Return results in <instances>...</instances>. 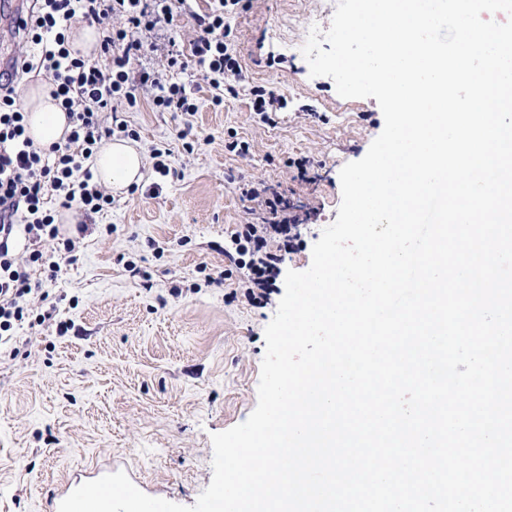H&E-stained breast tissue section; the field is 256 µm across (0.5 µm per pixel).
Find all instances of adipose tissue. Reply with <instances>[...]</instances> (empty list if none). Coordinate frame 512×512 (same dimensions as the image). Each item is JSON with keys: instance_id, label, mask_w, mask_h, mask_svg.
Returning a JSON list of instances; mask_svg holds the SVG:
<instances>
[{"instance_id": "ef3b65f1", "label": "adipose tissue", "mask_w": 512, "mask_h": 512, "mask_svg": "<svg viewBox=\"0 0 512 512\" xmlns=\"http://www.w3.org/2000/svg\"><path fill=\"white\" fill-rule=\"evenodd\" d=\"M26 132L39 147L64 141L70 130L63 109L50 95V85H30L24 98ZM144 158L130 141L114 138L94 157V175L98 183L110 189H124L140 183L144 177Z\"/></svg>"}]
</instances>
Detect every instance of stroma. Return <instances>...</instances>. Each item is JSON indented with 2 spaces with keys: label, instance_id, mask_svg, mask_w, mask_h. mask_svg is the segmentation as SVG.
I'll list each match as a JSON object with an SVG mask.
<instances>
[{
  "label": "stroma",
  "instance_id": "35a3bbf8",
  "mask_svg": "<svg viewBox=\"0 0 512 512\" xmlns=\"http://www.w3.org/2000/svg\"><path fill=\"white\" fill-rule=\"evenodd\" d=\"M194 0L171 31L146 34L161 64L170 44L188 49ZM337 0H241L230 24L245 79L221 109L196 68L175 73L191 85L198 112H120L143 156L171 153L172 175L145 165L138 188L114 192L94 215L77 260L43 287L55 322L26 331L17 358H0V512H48L54 491L110 460L145 494L191 506L209 486L211 434L244 422L258 401L264 329L285 292L283 274L304 271L324 228L338 216L341 168L365 156L384 118L375 98L345 99L331 78L311 77L300 47L311 27L329 28ZM288 105L263 122L252 87ZM187 139H178L181 129ZM247 142L250 152L230 151ZM310 158L299 168L302 158ZM266 182L300 215L301 236L280 264L268 302H249L224 247L248 217L234 182ZM138 275H131L127 262ZM223 276V285L212 284ZM76 334L57 335L56 322Z\"/></svg>",
  "mask_w": 512,
  "mask_h": 512
}]
</instances>
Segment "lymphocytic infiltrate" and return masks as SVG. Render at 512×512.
Wrapping results in <instances>:
<instances>
[{
  "label": "lymphocytic infiltrate",
  "mask_w": 512,
  "mask_h": 512,
  "mask_svg": "<svg viewBox=\"0 0 512 512\" xmlns=\"http://www.w3.org/2000/svg\"><path fill=\"white\" fill-rule=\"evenodd\" d=\"M241 0H213L197 15L198 31L189 54L171 49L159 68L140 62L150 50L143 35L173 26L189 0H35L18 26L21 49L12 62L13 76L0 85V349L19 350L13 340L24 327L43 325L52 317L43 278H56L62 262H75L76 244L89 230L92 214L111 206L109 190L97 183L93 159L127 124L107 126L104 113L136 109L139 92H151L158 112L194 114L199 102L171 73L194 61L213 90V108L224 106L227 79L242 80V68L230 50V18ZM97 25L102 33L97 57L73 55L75 21ZM45 73L51 95L66 112L71 130L64 142L47 148L27 136L19 74ZM243 199L261 201L260 222L238 225L224 257L243 271L242 287L253 302L268 301L279 273L282 244L298 237L299 218L285 198L264 184L240 189ZM83 215L76 233L62 236L57 208Z\"/></svg>",
  "instance_id": "1"
}]
</instances>
